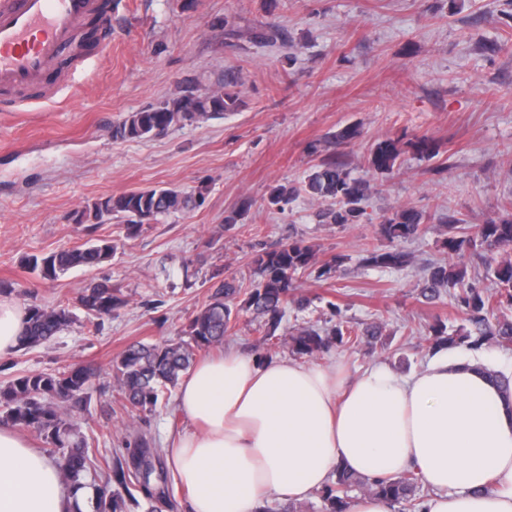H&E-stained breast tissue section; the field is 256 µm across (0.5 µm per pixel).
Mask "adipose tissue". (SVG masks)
Segmentation results:
<instances>
[{
    "instance_id": "ef3b65f1",
    "label": "adipose tissue",
    "mask_w": 512,
    "mask_h": 512,
    "mask_svg": "<svg viewBox=\"0 0 512 512\" xmlns=\"http://www.w3.org/2000/svg\"><path fill=\"white\" fill-rule=\"evenodd\" d=\"M192 429L167 464L188 512H256L301 501L337 464L372 480L416 470L425 512H512V391L485 362L441 355L403 376L225 352L182 379ZM84 492L20 430L0 427V512H74Z\"/></svg>"
}]
</instances>
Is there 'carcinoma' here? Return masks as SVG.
Masks as SVG:
<instances>
[{
    "label": "carcinoma",
    "mask_w": 512,
    "mask_h": 512,
    "mask_svg": "<svg viewBox=\"0 0 512 512\" xmlns=\"http://www.w3.org/2000/svg\"><path fill=\"white\" fill-rule=\"evenodd\" d=\"M241 105L235 92L224 90L209 96L182 95L157 106L129 112L112 127V137L121 140L151 138L154 133L168 131L186 123L214 119L233 112ZM401 155L398 141L383 139L374 143L368 153L369 167L379 174H390ZM304 191L326 203L318 212L323 224H352L365 213L364 202L372 192L369 182L353 178L345 163L334 153L324 155L307 176ZM298 194L291 186L272 190L269 204L284 209ZM193 196L175 187L152 188L105 196L95 199L74 215L75 223L99 226L109 217L119 219L126 237L137 235L143 224L164 216L183 213L193 206ZM448 228L443 246L451 255L467 251L487 256L486 272L496 292L485 293L468 281L467 269L456 265L437 264L429 269L422 296L434 297L440 289L456 291L460 307L477 326L475 338L468 334H449L446 326L430 327L428 340L432 348L453 349L465 342L480 347L489 341L500 345L512 343V321L503 318L494 322L489 315L494 309L512 306V256L501 251L512 249V217L491 218L472 234L464 231V220L453 215L439 218ZM426 216L413 207H402L384 217L383 236L390 240L407 241L423 231ZM116 244L107 239L89 241L82 246L62 249L47 256H30L26 263L44 278H55L75 267H94L109 260ZM410 255L401 249L373 250L365 263L378 268L399 269L407 266ZM252 264L260 277L247 293L244 308L259 318L256 332L265 342L279 339L299 357L315 358L334 343L356 344L377 338L374 328L356 331L340 318L325 333L313 328H301L294 333L278 336L285 307L292 303L299 309L308 307V299L296 293L294 276L301 270L317 267V278L329 279L336 272L337 262L317 265L310 246L301 240L289 241L265 249L253 256ZM240 293L234 281L223 280L212 286L207 300L189 318L185 338L164 343H128L113 360L118 397L134 408L153 411L168 398L196 356L224 343L231 322L240 309L234 303ZM80 306L95 318L112 315L126 304L120 290L107 280L86 284L79 297ZM73 322L70 310L33 304L27 308L26 327L19 337L18 349L37 347L64 331ZM95 372L88 367H66L57 373H31L0 384V418L14 426L35 433L45 443L44 451L54 460L64 478L75 487L91 490L90 512H131L141 507L140 499L150 502L154 495L150 487L151 465L148 455L152 448L143 440L134 448H125L113 461L101 462L93 453L94 439L82 433L74 416L83 411L89 400V389ZM359 486L392 504H400L405 512H417L421 479L417 472L406 469L396 477L370 482L349 471L336 467V482L321 491L323 512H346L348 489ZM142 498H137V495Z\"/></svg>",
    "instance_id": "carcinoma-1"
}]
</instances>
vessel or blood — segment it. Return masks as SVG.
<instances>
[{"mask_svg": "<svg viewBox=\"0 0 512 512\" xmlns=\"http://www.w3.org/2000/svg\"><path fill=\"white\" fill-rule=\"evenodd\" d=\"M102 12L100 0H0V91L54 96L74 73L75 34Z\"/></svg>", "mask_w": 512, "mask_h": 512, "instance_id": "b4317fda", "label": "vessel or blood"}]
</instances>
